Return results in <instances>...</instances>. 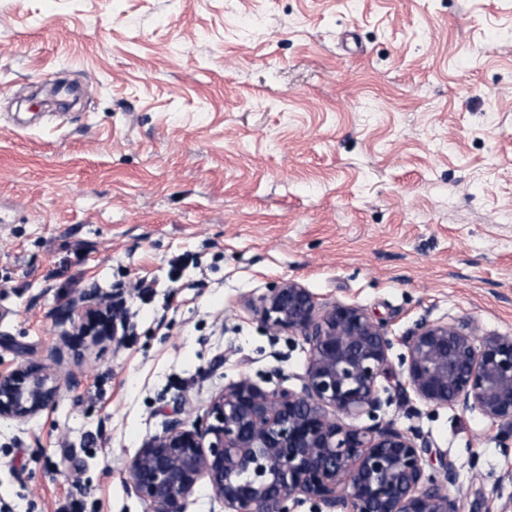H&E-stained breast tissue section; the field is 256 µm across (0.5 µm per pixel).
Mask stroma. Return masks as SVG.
Here are the masks:
<instances>
[{
	"instance_id": "obj_1",
	"label": "stroma",
	"mask_w": 512,
	"mask_h": 512,
	"mask_svg": "<svg viewBox=\"0 0 512 512\" xmlns=\"http://www.w3.org/2000/svg\"><path fill=\"white\" fill-rule=\"evenodd\" d=\"M282 278L396 368L423 320L512 335V0H0V366L48 360L81 289L131 322L0 420V512H150L124 467L176 401L297 385L302 340L246 307ZM386 387L462 512L512 497L489 420Z\"/></svg>"
}]
</instances>
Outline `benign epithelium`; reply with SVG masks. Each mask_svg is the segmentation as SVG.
<instances>
[{
	"mask_svg": "<svg viewBox=\"0 0 512 512\" xmlns=\"http://www.w3.org/2000/svg\"><path fill=\"white\" fill-rule=\"evenodd\" d=\"M248 308L272 335L308 346L299 386L267 389L242 378L192 421L180 407L125 467L126 485L151 512H184L202 481L224 512H295L307 502L312 512H461L425 472L424 437L378 420L380 379L392 371L383 323L354 303L321 304L293 278L272 283ZM55 318L73 328L50 353L56 368L24 361L0 369V419L23 422L77 383L57 370L75 339L119 342L112 296L96 288L59 305ZM404 345L400 394L434 409L479 411L512 451V336L423 321ZM364 415L373 424L346 423Z\"/></svg>",
	"mask_w": 512,
	"mask_h": 512,
	"instance_id": "obj_1",
	"label": "benign epithelium"
}]
</instances>
